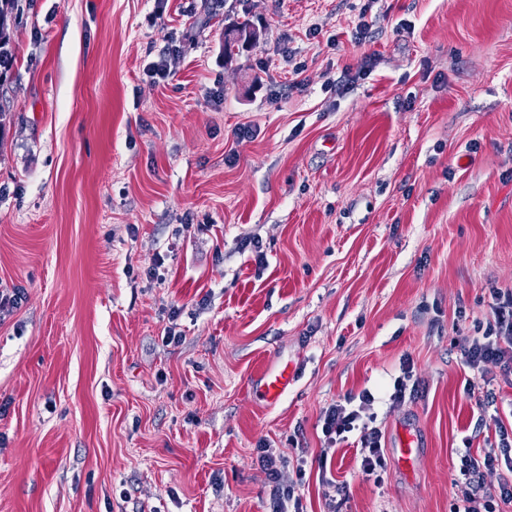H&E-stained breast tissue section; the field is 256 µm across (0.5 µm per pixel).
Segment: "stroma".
<instances>
[{
    "mask_svg": "<svg viewBox=\"0 0 512 512\" xmlns=\"http://www.w3.org/2000/svg\"><path fill=\"white\" fill-rule=\"evenodd\" d=\"M354 17L20 0L0 81V291L23 293L0 312V512H268L263 444L304 512H449L463 450L512 422V380L474 378L456 347L512 289V0H376L364 47ZM243 21L260 37L225 62ZM406 357L419 393L393 408ZM274 360L298 380L268 404L252 382ZM486 384L500 419L479 429ZM366 388L379 485L319 422Z\"/></svg>",
    "mask_w": 512,
    "mask_h": 512,
    "instance_id": "1",
    "label": "stroma"
}]
</instances>
